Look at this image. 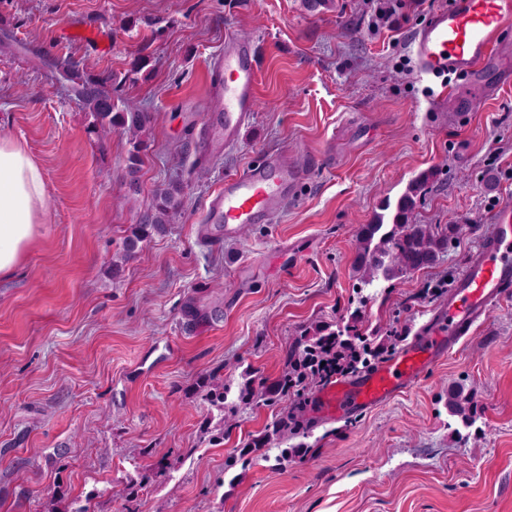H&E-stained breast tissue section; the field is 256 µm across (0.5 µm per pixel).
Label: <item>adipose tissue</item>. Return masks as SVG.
Returning a JSON list of instances; mask_svg holds the SVG:
<instances>
[{"mask_svg": "<svg viewBox=\"0 0 512 512\" xmlns=\"http://www.w3.org/2000/svg\"><path fill=\"white\" fill-rule=\"evenodd\" d=\"M41 168L14 141L0 138V279L22 264L45 212Z\"/></svg>", "mask_w": 512, "mask_h": 512, "instance_id": "1", "label": "adipose tissue"}]
</instances>
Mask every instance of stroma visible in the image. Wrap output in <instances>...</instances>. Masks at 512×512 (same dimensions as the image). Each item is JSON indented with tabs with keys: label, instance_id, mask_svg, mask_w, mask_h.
Instances as JSON below:
<instances>
[{
	"label": "stroma",
	"instance_id": "obj_1",
	"mask_svg": "<svg viewBox=\"0 0 512 512\" xmlns=\"http://www.w3.org/2000/svg\"><path fill=\"white\" fill-rule=\"evenodd\" d=\"M370 0H0V137L43 172L46 211L18 272L0 279V512H42L57 486L91 512H512V298L402 396L320 420L294 397H260L210 441L194 387L290 369L302 330L359 311L400 351L435 325L447 294L512 198V87L472 112L438 108L439 80L398 68L422 17L372 30ZM256 50L259 99L240 139L207 152L220 117L224 35ZM110 78L119 104L153 115L128 187L127 134L92 118L47 59ZM149 58L140 73L138 57ZM278 156L306 177L265 224L202 242L208 199L227 175ZM416 224H460L435 267L359 287L356 237L422 173ZM182 213L119 277L109 264L168 179ZM405 341L394 340V332ZM464 384L471 427L448 413ZM296 414L286 445L246 467L226 460ZM166 472H159V463ZM140 482L130 497V482Z\"/></svg>",
	"mask_w": 512,
	"mask_h": 512
}]
</instances>
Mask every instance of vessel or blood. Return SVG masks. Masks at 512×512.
Segmentation results:
<instances>
[{"mask_svg": "<svg viewBox=\"0 0 512 512\" xmlns=\"http://www.w3.org/2000/svg\"><path fill=\"white\" fill-rule=\"evenodd\" d=\"M510 32L512 0H449L415 32L411 51L420 74L463 77V84L449 86L448 98L464 111L472 107L466 84L475 83L486 69L503 67L505 53L512 50L506 38ZM215 65L224 73V108L220 122L209 129V140L228 146L239 139L255 110L258 69L251 44L232 32L226 33L224 54ZM303 176V170L276 157L225 176L223 189L208 203L206 221L223 225L225 239H232L240 227L266 223L283 208ZM494 224L455 282L439 322L392 359L321 390L314 415H357L394 400L462 345L492 306L512 297L511 201L497 206Z\"/></svg>", "mask_w": 512, "mask_h": 512, "instance_id": "obj_1", "label": "vessel or blood"}]
</instances>
